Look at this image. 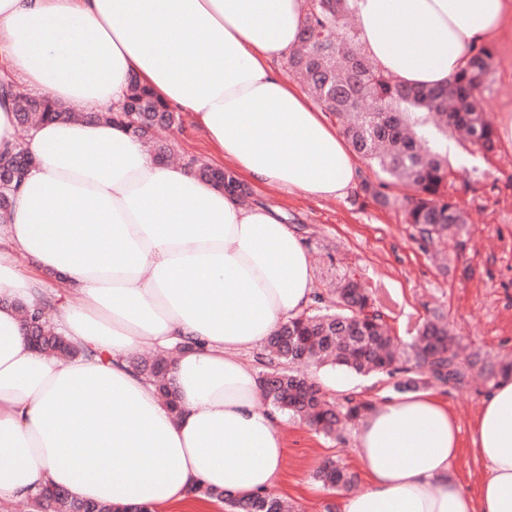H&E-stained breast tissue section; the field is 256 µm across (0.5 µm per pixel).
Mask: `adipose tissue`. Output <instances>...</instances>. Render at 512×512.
Here are the masks:
<instances>
[{
	"label": "adipose tissue",
	"mask_w": 512,
	"mask_h": 512,
	"mask_svg": "<svg viewBox=\"0 0 512 512\" xmlns=\"http://www.w3.org/2000/svg\"><path fill=\"white\" fill-rule=\"evenodd\" d=\"M509 18L512 0H357L356 12L365 53L418 86L447 83ZM302 21L300 0H0V59L13 81L87 111L114 108L138 78L191 113L242 179L341 198L355 154L270 67ZM25 147L37 164L0 247V501L54 486L166 512L200 485L268 491L285 453L281 416L257 406L248 355L313 301L301 241L276 211L155 161L111 123L45 122ZM15 252L35 274L15 269ZM44 301L89 356L32 349L15 305ZM148 349L170 357L178 412L126 362ZM466 443L484 472L475 497L451 473L465 442L447 404L425 391L386 397L357 430L366 485L341 512H512V376L485 397Z\"/></svg>",
	"instance_id": "ef3b65f1"
}]
</instances>
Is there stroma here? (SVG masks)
<instances>
[{
  "mask_svg": "<svg viewBox=\"0 0 512 512\" xmlns=\"http://www.w3.org/2000/svg\"><path fill=\"white\" fill-rule=\"evenodd\" d=\"M492 52L488 80L477 97L495 126L512 121V31L487 40ZM175 159L213 161L212 149L189 113L167 132ZM456 170L448 193L468 225L442 244H423L402 211L385 208L353 188L343 198H311L251 183L250 199L279 208L309 255L315 288L326 292L344 274H355L376 293L394 332L410 342L422 323L443 314L457 336L468 386L442 392L469 435L491 383L482 365L512 361V138L498 139L493 153L448 142ZM354 426L341 438L316 433L285 418L282 474L274 487L298 512H338L342 492L324 488L314 472L326 458L357 471Z\"/></svg>",
  "mask_w": 512,
  "mask_h": 512,
  "instance_id": "stroma-1",
  "label": "stroma"
}]
</instances>
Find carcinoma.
Segmentation results:
<instances>
[{"instance_id": "obj_1", "label": "carcinoma", "mask_w": 512, "mask_h": 512, "mask_svg": "<svg viewBox=\"0 0 512 512\" xmlns=\"http://www.w3.org/2000/svg\"><path fill=\"white\" fill-rule=\"evenodd\" d=\"M302 12L304 25L298 45L286 58L287 69L306 76L309 93L336 119L355 155L381 174L376 183L364 182L363 191L383 206L401 204L406 223L430 243L466 227L463 211L448 199L454 171L446 154L425 149L421 142L435 134L446 139L448 132L462 131L464 140L478 149L486 153L495 149V127L476 97L489 74L491 51L469 48L464 67L445 85L409 86L368 63L353 24L356 0H304ZM15 111L17 124L30 129L47 120L74 118L70 109L46 96L17 95ZM94 118L135 135L157 158L166 155L168 147L156 132L176 122L175 112L136 80L131 82L123 108L96 113ZM31 163L32 158L20 147L0 152V219L7 216L12 193ZM194 170L199 178L228 193L241 199L248 196L230 170L197 162ZM399 183L413 189V194L401 201L387 193ZM315 303L317 307L279 326L267 341L258 386L269 407L326 436L336 434L342 420H359L375 408L367 399L347 396L338 402L327 398L311 377L298 370L305 364L330 363L359 374H384L394 379L393 390L398 393L467 384L468 373L454 351L456 338L443 317L422 324L412 344V356L404 360L397 354L386 313L354 276H344L328 296L317 294ZM16 309L27 334L39 337L46 351L61 358L79 353L45 322L44 307L19 303ZM167 364L163 357L130 361L135 371L154 380ZM355 478L332 458L315 473L316 481L334 489L353 485ZM195 496L225 503L231 512H294L292 504L271 492L242 499L198 487ZM30 500L36 512H128L77 500L60 488L49 494L42 489Z\"/></svg>"}]
</instances>
